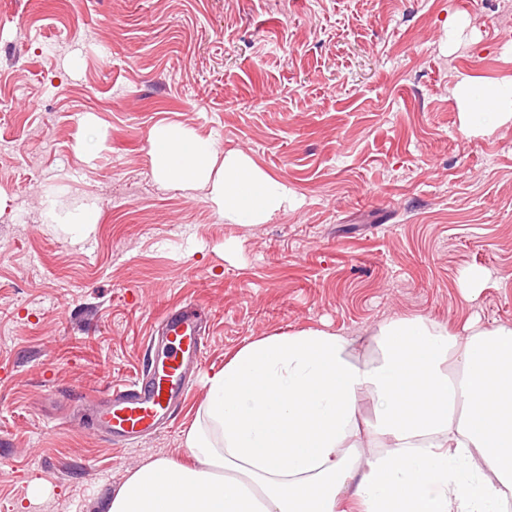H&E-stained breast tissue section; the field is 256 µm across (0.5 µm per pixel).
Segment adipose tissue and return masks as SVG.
Here are the masks:
<instances>
[{
	"mask_svg": "<svg viewBox=\"0 0 512 512\" xmlns=\"http://www.w3.org/2000/svg\"><path fill=\"white\" fill-rule=\"evenodd\" d=\"M498 111L484 112L487 99ZM465 123L512 121V81L460 95ZM157 181L207 189L225 223L252 226L293 205L287 184L238 151L174 123L152 128ZM354 358L321 329L247 341L207 379L184 443L131 471L106 512H502L512 491V325L393 317ZM370 399L376 419L358 423Z\"/></svg>",
	"mask_w": 512,
	"mask_h": 512,
	"instance_id": "obj_1",
	"label": "adipose tissue"
}]
</instances>
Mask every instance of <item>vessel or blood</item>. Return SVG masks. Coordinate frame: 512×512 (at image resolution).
I'll list each match as a JSON object with an SVG mask.
<instances>
[{
	"instance_id": "vessel-or-blood-1",
	"label": "vessel or blood",
	"mask_w": 512,
	"mask_h": 512,
	"mask_svg": "<svg viewBox=\"0 0 512 512\" xmlns=\"http://www.w3.org/2000/svg\"><path fill=\"white\" fill-rule=\"evenodd\" d=\"M206 324L198 305L169 310L160 322L161 344L149 373L112 388L107 403L92 411L87 422L97 432L116 441L151 433L171 421L185 401L186 378L203 354Z\"/></svg>"
}]
</instances>
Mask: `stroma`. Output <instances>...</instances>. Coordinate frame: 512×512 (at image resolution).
I'll return each mask as SVG.
<instances>
[{"label":"stroma","mask_w":512,"mask_h":512,"mask_svg":"<svg viewBox=\"0 0 512 512\" xmlns=\"http://www.w3.org/2000/svg\"><path fill=\"white\" fill-rule=\"evenodd\" d=\"M466 79L512 80V0H0V512H103L144 461L190 463L204 378L250 339L323 329L366 360L392 317L512 325V122L466 130ZM169 122L297 203L241 227L161 185ZM45 194L98 224L47 223ZM186 302L209 329L179 418L112 444L87 409Z\"/></svg>","instance_id":"stroma-1"}]
</instances>
